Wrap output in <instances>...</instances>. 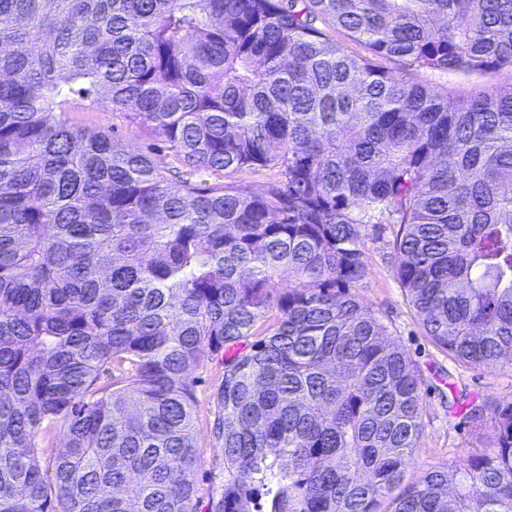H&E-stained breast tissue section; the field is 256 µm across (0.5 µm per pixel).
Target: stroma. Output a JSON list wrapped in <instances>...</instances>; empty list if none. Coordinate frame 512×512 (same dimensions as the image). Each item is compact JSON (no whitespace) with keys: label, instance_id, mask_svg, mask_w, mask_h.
I'll return each mask as SVG.
<instances>
[{"label":"stroma","instance_id":"stroma-1","mask_svg":"<svg viewBox=\"0 0 512 512\" xmlns=\"http://www.w3.org/2000/svg\"><path fill=\"white\" fill-rule=\"evenodd\" d=\"M417 78L440 91L452 87L468 93L511 84L512 71L504 69L486 75L428 71L418 73ZM70 115L76 125L113 130L115 140L124 149L147 153L160 166L181 165L166 143L155 132L136 123L129 113L114 112L103 104L77 98L70 103ZM397 231L394 224L368 225L365 247L368 275L354 293L365 309L387 325L422 377L424 434L405 470L402 485L407 488L419 483L434 467L467 459L491 445V430L476 434L469 411L512 401V363L492 369L468 367L430 341L396 278L392 242ZM223 372L224 367L217 359L205 361L196 371L200 382L194 409L195 445L200 466L195 481L197 495L203 500L208 499L215 477L223 470L222 458L210 434L217 412L214 394Z\"/></svg>","mask_w":512,"mask_h":512}]
</instances>
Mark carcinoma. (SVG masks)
<instances>
[{"instance_id":"carcinoma-1","label":"carcinoma","mask_w":512,"mask_h":512,"mask_svg":"<svg viewBox=\"0 0 512 512\" xmlns=\"http://www.w3.org/2000/svg\"><path fill=\"white\" fill-rule=\"evenodd\" d=\"M380 59L512 69V0H0V512H512L511 401L475 415L491 450L393 495L421 376L352 293L392 221L426 336L512 361V85ZM76 96L184 170L76 126ZM223 353L201 511L194 371ZM414 77L441 92L448 87H454L459 92L469 93L481 88L505 86L512 83V71L508 69L486 75H454L428 71L420 72ZM276 177V171L274 170L256 169L226 173L224 177L222 175L203 174L201 176H197L196 180L201 181L202 185H204L205 182H207V184H211L224 181L225 183H232L234 185L256 189L263 184L275 180Z\"/></svg>"}]
</instances>
